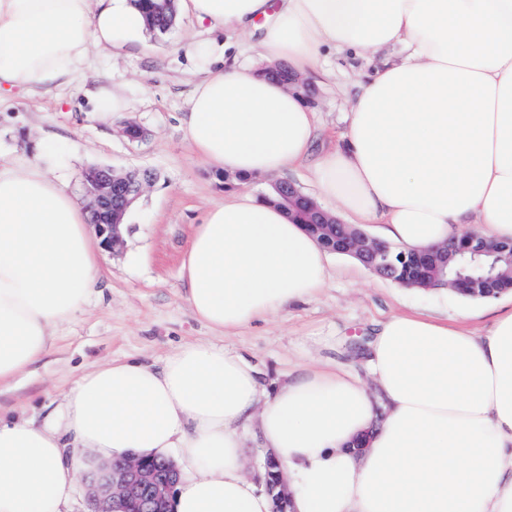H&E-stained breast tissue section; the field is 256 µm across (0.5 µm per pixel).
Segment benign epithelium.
I'll return each mask as SVG.
<instances>
[{
    "mask_svg": "<svg viewBox=\"0 0 512 512\" xmlns=\"http://www.w3.org/2000/svg\"><path fill=\"white\" fill-rule=\"evenodd\" d=\"M154 182L147 170L118 172L92 167L83 176V197L89 212L99 217L96 231L105 249L115 252L124 243L120 231L131 205ZM283 208L302 217L306 228L330 253L350 255L371 272L406 287L423 290L447 287L463 295L496 297L512 288V245L493 243L475 234L421 250H407L392 260V247L353 224H344L323 210L291 183L275 186ZM162 479L153 478L144 458L110 465L100 482L92 484L90 512H114L112 503H137L140 512H169L168 499L179 474L166 463ZM274 502V512H286L289 491L282 473L259 475Z\"/></svg>",
    "mask_w": 512,
    "mask_h": 512,
    "instance_id": "benign-epithelium-1",
    "label": "benign epithelium"
}]
</instances>
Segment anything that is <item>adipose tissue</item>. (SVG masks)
Returning <instances> with one entry per match:
<instances>
[{"instance_id":"obj_1","label":"adipose tissue","mask_w":512,"mask_h":512,"mask_svg":"<svg viewBox=\"0 0 512 512\" xmlns=\"http://www.w3.org/2000/svg\"><path fill=\"white\" fill-rule=\"evenodd\" d=\"M211 29H258L260 57L327 76L325 51L382 55L337 145L285 83L234 59L207 69L181 118L202 159L238 183L182 253L192 314L232 336L312 298L328 253L279 205L245 191L307 161L351 224L424 249L469 225L512 243V0H177ZM147 21L133 0H0V98L74 80L92 51ZM398 48L396 57L385 49ZM65 184L26 157L0 161V384L41 360L100 279L101 240ZM483 335L395 314L351 368L303 366L273 390L243 354L182 346L162 364L84 373L58 415L0 417V512H69L81 470L173 458L170 512H272L244 473L249 429L288 480L290 512H512V300Z\"/></svg>"}]
</instances>
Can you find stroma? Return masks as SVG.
<instances>
[{
  "mask_svg": "<svg viewBox=\"0 0 512 512\" xmlns=\"http://www.w3.org/2000/svg\"><path fill=\"white\" fill-rule=\"evenodd\" d=\"M209 39L232 40L241 63L257 61V35L213 33L181 17L166 34L147 31L121 49L93 53L75 82L0 101V159L32 156L38 142H51L56 150L49 170L74 196H81L83 173L94 165L146 167L156 174L128 212L123 249L103 253L99 288L57 328L54 346L41 362L0 386L1 413L44 422L59 411L82 373L112 360L158 363L190 342L211 341L245 353L267 387L299 366L326 359L353 368L369 384L373 377L356 347L376 321L416 310L468 318L481 332L491 326L486 305L447 288H404L335 256L330 278L315 297L237 335L218 336L191 314L179 276L181 253L204 211L234 188L223 170L192 152L180 124L202 67L188 46ZM329 64L333 77L309 83L306 95L326 141L344 129L357 85L375 62L336 54ZM103 88L127 103L106 121L94 115V96ZM129 124L142 127L145 139L129 141L123 134Z\"/></svg>",
  "mask_w": 512,
  "mask_h": 512,
  "instance_id": "35a3bbf8",
  "label": "stroma"
}]
</instances>
